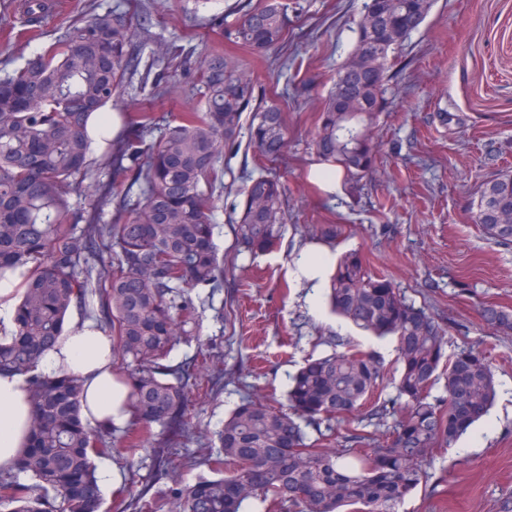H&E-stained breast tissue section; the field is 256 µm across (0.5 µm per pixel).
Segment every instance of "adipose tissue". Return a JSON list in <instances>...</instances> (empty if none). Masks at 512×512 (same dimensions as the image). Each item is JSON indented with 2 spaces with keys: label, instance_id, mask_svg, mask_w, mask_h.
Masks as SVG:
<instances>
[{
  "label": "adipose tissue",
  "instance_id": "adipose-tissue-1",
  "mask_svg": "<svg viewBox=\"0 0 512 512\" xmlns=\"http://www.w3.org/2000/svg\"><path fill=\"white\" fill-rule=\"evenodd\" d=\"M112 339L94 323L74 319L41 358L48 376L74 374L84 382L83 415L94 425L120 424L130 411V390L113 374ZM31 403L24 376L0 375V466L13 463L30 430Z\"/></svg>",
  "mask_w": 512,
  "mask_h": 512
}]
</instances>
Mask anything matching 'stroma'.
Returning <instances> with one entry per match:
<instances>
[{"label": "stroma", "instance_id": "stroma-1", "mask_svg": "<svg viewBox=\"0 0 512 512\" xmlns=\"http://www.w3.org/2000/svg\"><path fill=\"white\" fill-rule=\"evenodd\" d=\"M48 11L38 36L8 38L10 23L22 20L21 0H0V74L22 68L72 23L115 5L133 24L148 23L134 39L143 58L164 56L170 45L186 55L158 66L165 90L153 100L131 88L105 113L113 129L91 146L92 169L102 170L125 127L150 113L157 124L190 106V70L197 55L224 44L223 23L238 15L243 0H67ZM304 11L284 46L247 55L249 69L266 98L287 113L288 149L267 163L248 146L224 156V192L216 201L215 241L229 257L224 282L192 296L197 333L171 352L168 362L192 361L223 370L219 387L201 382L189 394L188 447L200 462L181 468L187 482L208 474L209 449L201 441L250 397L285 405L291 377L304 361L350 342L374 351L384 362L381 398H396L399 365L392 338H378L332 313L326 288L311 291L294 273V260L317 241L314 224H342L334 253L357 251L375 275L407 299L425 306L446 329L448 352L488 348L496 397L488 412L455 445L436 449L431 476L409 496L401 512H512V335L502 336L481 319L484 306L512 310V245L489 240L473 224L469 200L489 176L512 171V0H436L426 22L392 61L386 107L375 130L380 144L377 171L361 181L343 179L341 190L324 193L311 171L320 161L313 150L317 113L338 68L351 51L364 0H301ZM317 81L308 97L294 87L305 75ZM279 177L287 191V221L277 249L259 256L236 254L230 220L240 211L247 175ZM323 305L313 312L310 295ZM126 425L113 428L115 452L96 458L110 468L102 487L101 512H118L120 501H151L158 490L154 445H133Z\"/></svg>", "mask_w": 512, "mask_h": 512}]
</instances>
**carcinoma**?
<instances>
[{
    "instance_id": "obj_1",
    "label": "carcinoma",
    "mask_w": 512,
    "mask_h": 512,
    "mask_svg": "<svg viewBox=\"0 0 512 512\" xmlns=\"http://www.w3.org/2000/svg\"><path fill=\"white\" fill-rule=\"evenodd\" d=\"M434 0H365L354 47L322 99L317 155L361 179L376 164L372 131L379 121L390 59L429 17ZM304 10L298 0L246 2L226 38L253 52L278 45ZM43 0H26V25L41 22ZM134 31L116 6L74 23L15 73L0 77V279L19 269L26 281L14 329L0 340V375L26 377L33 418L28 443L0 469V505L10 512H99L94 459L112 454V429L82 417L83 381L49 377L42 356L64 332L74 309L112 336L115 358L130 372L133 425H159L169 436L158 453L165 483L158 489L169 512H243L250 499L269 512H398L429 479L434 450L450 447L489 410L496 394L484 353L446 355L447 331L423 306L373 275L355 253L337 264L329 301L355 326L397 342L399 407L388 412L375 394L384 366L373 353L348 344L308 360L292 377L282 411L243 400L216 431L215 471L184 483L173 464L190 458L185 403L203 368L166 363L184 338L195 335L191 291L216 288L224 256L214 239V191L222 186L224 151L248 146L264 160L285 152L286 117L275 100L256 92L241 60L222 50L195 61L198 104L158 128L141 116L112 152L107 181L84 185L90 170V119L130 85ZM22 83L31 104L17 105L5 88ZM144 186V200L102 223L112 192L126 182ZM84 188L87 213L69 221L68 196ZM232 225L236 252L273 248L285 220V187L268 174L250 175ZM472 221L495 242L512 245V172L487 179L471 202ZM341 224H314L312 237L333 242ZM115 248L112 260L84 264L95 240ZM481 318L512 335V311L487 305ZM445 380L446 397L430 398ZM372 420L386 427L345 436L336 448L333 422ZM326 424L312 440L305 427Z\"/></svg>"
}]
</instances>
